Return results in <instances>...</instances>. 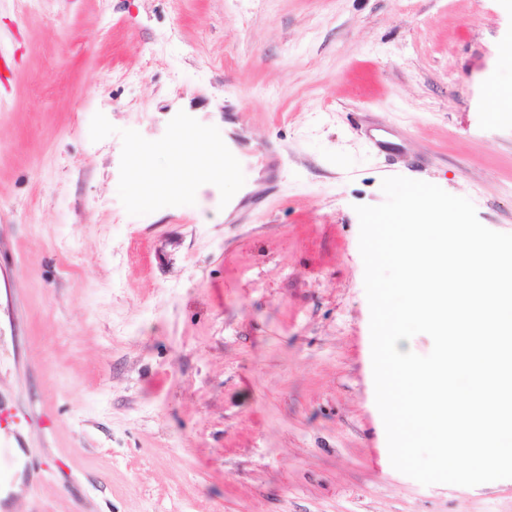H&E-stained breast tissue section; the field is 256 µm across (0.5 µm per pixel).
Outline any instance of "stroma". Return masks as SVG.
I'll use <instances>...</instances> for the list:
<instances>
[{
	"instance_id": "35a3bbf8",
	"label": "stroma",
	"mask_w": 512,
	"mask_h": 512,
	"mask_svg": "<svg viewBox=\"0 0 512 512\" xmlns=\"http://www.w3.org/2000/svg\"><path fill=\"white\" fill-rule=\"evenodd\" d=\"M506 41L512 0H0V512H512L392 467L355 212L401 175L512 233ZM184 124L237 201L151 191ZM488 92H487V105L486 112L488 119L497 123L512 112V86L501 87L498 85L497 74L491 75L487 79Z\"/></svg>"
}]
</instances>
